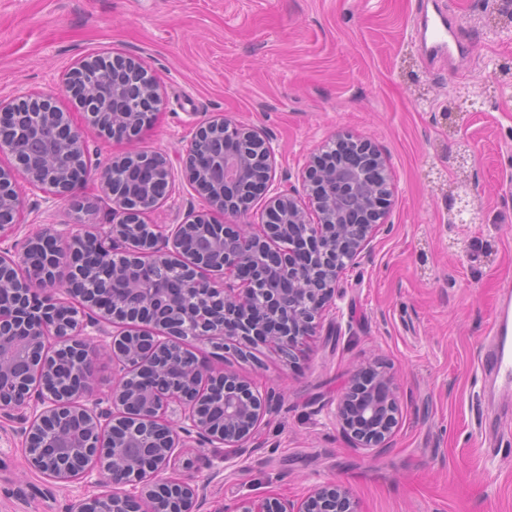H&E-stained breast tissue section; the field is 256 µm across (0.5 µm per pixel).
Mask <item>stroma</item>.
Masks as SVG:
<instances>
[{
	"instance_id": "stroma-1",
	"label": "stroma",
	"mask_w": 512,
	"mask_h": 512,
	"mask_svg": "<svg viewBox=\"0 0 512 512\" xmlns=\"http://www.w3.org/2000/svg\"><path fill=\"white\" fill-rule=\"evenodd\" d=\"M440 10L462 54L422 50L417 23ZM495 0H0V95L53 93L76 59L112 50L141 57L162 103L138 149L184 156L214 115L271 138L275 180L296 183L310 154L339 135L371 143L395 193L358 264L341 276L325 316L293 367L260 346L225 364L269 394L239 454L202 447L185 470L203 487L199 512L247 496L299 502L317 484L350 489L360 512H512V406L480 424L477 360L512 285V34H496ZM485 86L477 101L466 85ZM465 116L458 128L446 113ZM471 151L449 164L458 139ZM469 189L475 223H451L450 198ZM26 237L43 225L76 233L103 224L111 200L97 178L80 191L93 215L21 186ZM379 365L399 387L388 448L366 455L342 435L336 397L358 367ZM16 414L0 413V512H70L98 494L29 468Z\"/></svg>"
}]
</instances>
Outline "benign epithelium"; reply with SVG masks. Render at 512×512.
<instances>
[{
    "label": "benign epithelium",
    "instance_id": "1",
    "mask_svg": "<svg viewBox=\"0 0 512 512\" xmlns=\"http://www.w3.org/2000/svg\"><path fill=\"white\" fill-rule=\"evenodd\" d=\"M62 92L100 135L127 143L152 125L161 102L141 60L118 54L75 63ZM334 146L336 159H310L302 189H281L270 139L221 114L199 126L182 160L184 181L205 203L182 223L146 220L174 190L169 156L129 149L99 174L110 224L81 235L46 224L21 247H4L22 223L19 180L70 200L90 169L88 142L55 95L17 89L0 98V349L27 351L24 365L0 352V410H29L22 434L31 469L54 482L96 476L112 487L78 512H197L198 485L157 476L193 438L237 450L255 434L268 397L212 367L192 343L242 360L264 344L296 363L393 195L371 145L339 135ZM261 195L266 220L241 232L236 218ZM454 204L457 223H474L468 195ZM58 291L77 295L65 319ZM106 350L119 379L104 407L96 381ZM399 418L394 378L381 366L353 370L336 398V423L353 446L386 447ZM219 512L358 509L347 488L326 482L296 504L244 497Z\"/></svg>",
    "mask_w": 512,
    "mask_h": 512
}]
</instances>
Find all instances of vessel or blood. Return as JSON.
Returning a JSON list of instances; mask_svg holds the SVG:
<instances>
[{
	"instance_id": "b4317fda",
	"label": "vessel or blood",
	"mask_w": 512,
	"mask_h": 512,
	"mask_svg": "<svg viewBox=\"0 0 512 512\" xmlns=\"http://www.w3.org/2000/svg\"><path fill=\"white\" fill-rule=\"evenodd\" d=\"M421 33L424 48L432 54H449L463 46L459 34L454 33L447 17L440 12L423 18ZM480 367L493 378L500 396L512 395V295L499 308Z\"/></svg>"
}]
</instances>
